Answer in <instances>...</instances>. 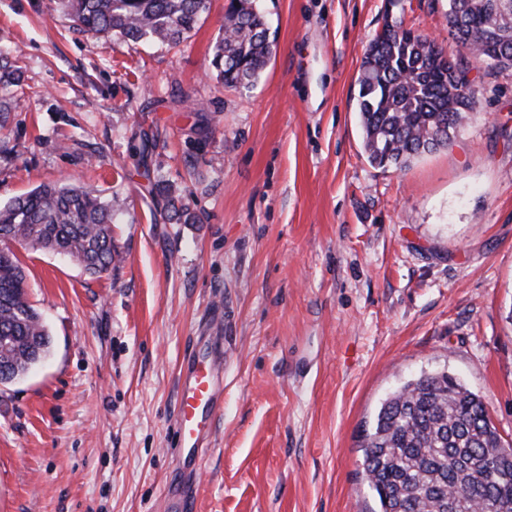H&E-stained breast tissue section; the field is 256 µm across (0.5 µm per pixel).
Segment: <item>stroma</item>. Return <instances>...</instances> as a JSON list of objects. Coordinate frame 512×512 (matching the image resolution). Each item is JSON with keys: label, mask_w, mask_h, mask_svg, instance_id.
Listing matches in <instances>:
<instances>
[{"label": "stroma", "mask_w": 512, "mask_h": 512, "mask_svg": "<svg viewBox=\"0 0 512 512\" xmlns=\"http://www.w3.org/2000/svg\"><path fill=\"white\" fill-rule=\"evenodd\" d=\"M229 0L179 47L74 31L62 0H0V202L67 180L123 199V260L93 279L17 247L48 359L0 385V512H376L360 443L386 396L445 372L512 442V71L491 74L454 141L372 167L355 103L385 21L448 57L446 0H261L273 56L232 88L210 66ZM156 139L140 155L144 132ZM197 224L153 220L136 169ZM224 346V408L198 466L174 455L198 338ZM168 498L169 512H194L196 509L195 493L189 486L171 485L168 489Z\"/></svg>", "instance_id": "stroma-1"}]
</instances>
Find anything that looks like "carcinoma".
Here are the masks:
<instances>
[{
    "instance_id": "1",
    "label": "carcinoma",
    "mask_w": 512,
    "mask_h": 512,
    "mask_svg": "<svg viewBox=\"0 0 512 512\" xmlns=\"http://www.w3.org/2000/svg\"><path fill=\"white\" fill-rule=\"evenodd\" d=\"M209 0H65L73 28L136 44L182 43ZM449 33L467 53L454 60L421 34L387 23L371 39L357 79L363 148L371 166L402 169L448 145L479 105L484 87L471 60L512 70V0H448ZM257 0H231L211 66L230 87L254 84L273 50ZM469 87L462 98L459 87ZM164 219L200 218L163 188ZM123 202L71 182L41 184L0 204V384L46 359L51 337L27 297L24 266L10 248L68 256L100 278L121 262L112 224ZM362 473L378 512H512V446H505L484 400L446 372L400 384L383 400L363 439Z\"/></svg>"
}]
</instances>
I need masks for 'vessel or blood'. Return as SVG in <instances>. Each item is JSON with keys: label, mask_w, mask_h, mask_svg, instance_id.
Listing matches in <instances>:
<instances>
[{"label": "vessel or blood", "mask_w": 512, "mask_h": 512, "mask_svg": "<svg viewBox=\"0 0 512 512\" xmlns=\"http://www.w3.org/2000/svg\"><path fill=\"white\" fill-rule=\"evenodd\" d=\"M222 363L221 347L214 340L208 342L205 352L195 353L187 363L179 392L177 434L180 448L189 453L201 447L222 404L217 384ZM168 498L170 512H195L196 498L190 487L170 486Z\"/></svg>", "instance_id": "1"}]
</instances>
